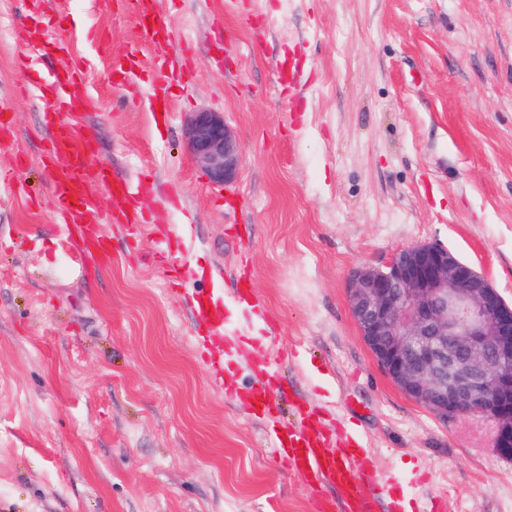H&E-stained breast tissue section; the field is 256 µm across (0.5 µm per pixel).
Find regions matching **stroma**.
<instances>
[{
	"label": "stroma",
	"mask_w": 512,
	"mask_h": 512,
	"mask_svg": "<svg viewBox=\"0 0 512 512\" xmlns=\"http://www.w3.org/2000/svg\"><path fill=\"white\" fill-rule=\"evenodd\" d=\"M178 57L154 69L125 0H0V512H315L264 422L217 379L190 298L158 263L182 233L192 286L248 285L289 392L350 426L407 502L512 512L490 420L442 419L382 372L347 282L438 242L512 302V0H159ZM67 38L39 59L17 29ZM88 78L70 121L144 224L103 221L99 261L56 221L44 160L50 72ZM135 61L131 72L117 62ZM166 112L157 115L156 100ZM223 113L236 180L186 146Z\"/></svg>",
	"instance_id": "35a3bbf8"
}]
</instances>
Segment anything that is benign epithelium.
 Listing matches in <instances>:
<instances>
[{"label": "benign epithelium", "mask_w": 512, "mask_h": 512, "mask_svg": "<svg viewBox=\"0 0 512 512\" xmlns=\"http://www.w3.org/2000/svg\"><path fill=\"white\" fill-rule=\"evenodd\" d=\"M187 149L210 182H234L239 147L224 114L191 113ZM350 311L377 364L408 397L441 417L482 415L512 459V303L438 243L355 271Z\"/></svg>", "instance_id": "7a95c632"}]
</instances>
